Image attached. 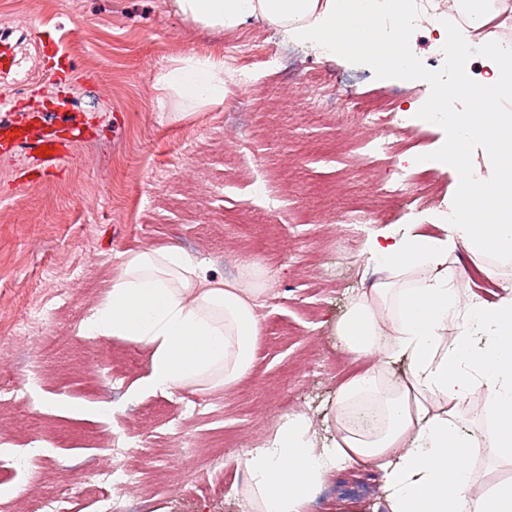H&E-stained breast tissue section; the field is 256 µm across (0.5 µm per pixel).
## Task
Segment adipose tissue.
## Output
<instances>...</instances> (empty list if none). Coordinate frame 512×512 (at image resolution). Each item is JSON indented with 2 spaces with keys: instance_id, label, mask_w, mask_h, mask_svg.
<instances>
[{
  "instance_id": "adipose-tissue-1",
  "label": "adipose tissue",
  "mask_w": 512,
  "mask_h": 512,
  "mask_svg": "<svg viewBox=\"0 0 512 512\" xmlns=\"http://www.w3.org/2000/svg\"><path fill=\"white\" fill-rule=\"evenodd\" d=\"M173 3L177 13L205 27L232 29L253 17L325 55L362 57L384 76L408 80L416 74L415 58L402 44L403 19L415 0ZM453 5L479 34L464 47L456 35L443 33L449 68L466 76L476 55L493 76L486 81V97L473 100L468 112L422 111V118L441 122L449 133L445 149L423 163L447 164L478 141L498 177L481 185L461 168L444 236L412 228L366 242L368 260L382 279L336 326L341 350L359 364L337 389L336 439L329 447L319 444L306 414L282 416L271 437L246 453L248 512H304L327 476L346 462L383 472L389 512H512V484L476 500L465 495L472 479L471 448L483 442L491 458L512 459V289L493 305L462 302L453 285L456 273L447 266L448 252L458 244L477 258L492 252L512 259V224L482 219L490 209L488 195L512 202V113L501 111L498 95L499 89H512V42L497 28L512 22V0H453ZM389 21L393 36L380 37ZM158 82L186 107L224 102V62L217 58L187 55ZM261 274L259 262L250 261L236 278L214 283L176 247L135 252L80 333L149 349V372L140 390H229L256 361ZM405 275L413 276V287H399ZM454 322L459 333L452 338L448 326ZM475 327L492 332L485 347L473 345ZM400 359L406 371L385 383L387 366ZM478 388L491 427L478 438L453 433L449 403L471 402Z\"/></svg>"
}]
</instances>
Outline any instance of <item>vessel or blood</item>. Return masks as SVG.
Masks as SVG:
<instances>
[{
	"label": "vessel or blood",
	"instance_id": "b4317fda",
	"mask_svg": "<svg viewBox=\"0 0 512 512\" xmlns=\"http://www.w3.org/2000/svg\"><path fill=\"white\" fill-rule=\"evenodd\" d=\"M88 135L81 115L66 97L42 98L0 121V149L14 156L27 189L58 170Z\"/></svg>",
	"mask_w": 512,
	"mask_h": 512
}]
</instances>
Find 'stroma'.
I'll use <instances>...</instances> for the list:
<instances>
[{"instance_id": "1", "label": "stroma", "mask_w": 512, "mask_h": 512, "mask_svg": "<svg viewBox=\"0 0 512 512\" xmlns=\"http://www.w3.org/2000/svg\"><path fill=\"white\" fill-rule=\"evenodd\" d=\"M28 25L19 60L0 78V99L24 106L52 87L42 31L69 58L63 92L87 122L92 142L78 147L56 176L22 189L0 154V381L17 389L0 405V512H44L63 497L66 512H100L89 473L109 456L105 441L123 431L150 498L128 492L125 507L148 512H244L248 448L268 439L279 417L304 412L321 442L336 437V389L349 365L335 329L379 272L363 252L367 238L406 225L432 227L455 202L459 170L429 171L431 201L382 198L388 174L375 166L347 170L343 158L374 129L344 113L348 96L390 97L410 112L443 97L447 111L470 102L448 90L446 63H433L424 33L412 53L417 77L386 82L359 60L329 58L255 18L222 32L175 12L172 0H0V22ZM253 38L279 43L275 67L237 61L228 49ZM224 60V103L174 119L159 76L187 54ZM319 74L316 97L299 95L305 75ZM403 164L442 151L448 129L415 123ZM382 200L374 223L347 236L338 214L358 200ZM273 206L267 222L251 211ZM169 245L203 262L212 280L237 276L241 256L264 271L258 299L255 368L230 391L187 387L140 394L147 350L83 336L79 325L106 297L127 253ZM463 297L498 301L512 264L477 271L463 247L451 250ZM53 312L52 347L39 344L35 314ZM203 411L193 412L194 401ZM41 434L43 456L28 442ZM306 512H388L380 470L346 465L330 474Z\"/></svg>"}]
</instances>
